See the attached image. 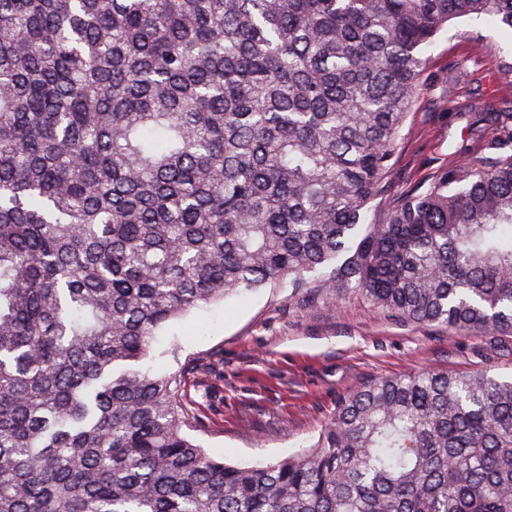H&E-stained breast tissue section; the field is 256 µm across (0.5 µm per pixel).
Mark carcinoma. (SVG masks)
Masks as SVG:
<instances>
[{"label":"carcinoma","instance_id":"cac0c4a2","mask_svg":"<svg viewBox=\"0 0 512 512\" xmlns=\"http://www.w3.org/2000/svg\"><path fill=\"white\" fill-rule=\"evenodd\" d=\"M512 0H0V512H512V380L377 377L217 461L156 332L242 290L512 334V100L388 199L422 49Z\"/></svg>","mask_w":512,"mask_h":512}]
</instances>
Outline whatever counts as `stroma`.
<instances>
[{"label":"stroma","instance_id":"1","mask_svg":"<svg viewBox=\"0 0 512 512\" xmlns=\"http://www.w3.org/2000/svg\"><path fill=\"white\" fill-rule=\"evenodd\" d=\"M424 90L404 124L391 174L397 195L429 185L455 159L472 98L512 99V32L488 18L449 23L425 48ZM211 371L192 388L193 437L216 459L243 466L280 460L314 444L337 403L375 377L418 370L512 378V335L460 336L374 310L358 297L308 305L265 287L192 310L161 329L143 368Z\"/></svg>","mask_w":512,"mask_h":512}]
</instances>
